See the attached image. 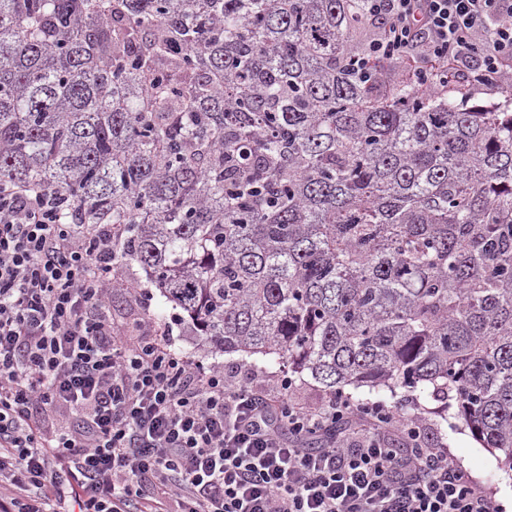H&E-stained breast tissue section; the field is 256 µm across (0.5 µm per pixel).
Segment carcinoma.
<instances>
[{"label": "carcinoma", "instance_id": "cac0c4a2", "mask_svg": "<svg viewBox=\"0 0 512 512\" xmlns=\"http://www.w3.org/2000/svg\"><path fill=\"white\" fill-rule=\"evenodd\" d=\"M356 0H0V182L123 224L202 345L452 398L512 471V98L353 74Z\"/></svg>", "mask_w": 512, "mask_h": 512}]
</instances>
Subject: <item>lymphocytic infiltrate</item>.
Masks as SVG:
<instances>
[{"label":"lymphocytic infiltrate","instance_id":"f902f5d3","mask_svg":"<svg viewBox=\"0 0 512 512\" xmlns=\"http://www.w3.org/2000/svg\"><path fill=\"white\" fill-rule=\"evenodd\" d=\"M365 2L362 82L398 64L436 96L512 73V0ZM123 232L61 189L0 183V512H499L422 419L342 392L306 408L289 376L238 380L172 326L117 324Z\"/></svg>","mask_w":512,"mask_h":512}]
</instances>
